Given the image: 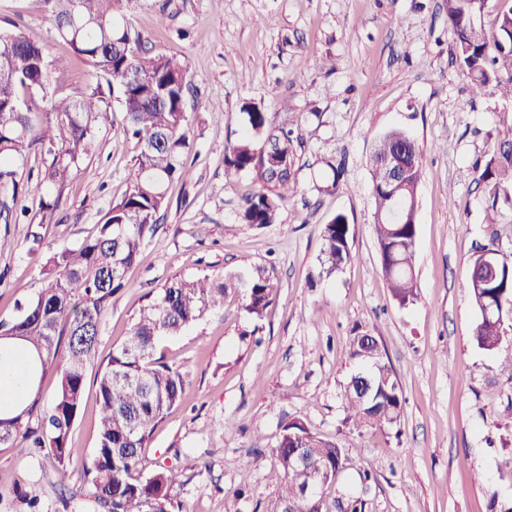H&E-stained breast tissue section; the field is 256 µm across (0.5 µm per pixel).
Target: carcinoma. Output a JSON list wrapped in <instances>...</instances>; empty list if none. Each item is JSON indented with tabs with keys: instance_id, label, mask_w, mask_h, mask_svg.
I'll list each match as a JSON object with an SVG mask.
<instances>
[{
	"instance_id": "cac0c4a2",
	"label": "carcinoma",
	"mask_w": 512,
	"mask_h": 512,
	"mask_svg": "<svg viewBox=\"0 0 512 512\" xmlns=\"http://www.w3.org/2000/svg\"><path fill=\"white\" fill-rule=\"evenodd\" d=\"M54 37L86 63L96 84L77 100L47 97L51 74L65 61L51 57L48 47L21 29L0 31V181L17 188L18 170L32 150L46 156L39 187L42 219H52L60 202L53 189L81 171L94 146L95 122L109 112L105 93L116 95L126 131L141 143L129 191L97 224L95 233L73 247L55 251L43 267L44 284L37 296L19 307L11 321H0V340H18L36 352L34 374L53 369L59 383L50 408L38 411L40 393L0 400V443L21 452L45 451L62 472L71 463L69 437L77 418L87 374L95 365L99 339L75 346L72 336L85 325L101 326L112 296L127 284V270L144 242L155 236L160 213L166 209L167 188L186 179L185 156L193 144L191 120L185 110L186 67L172 56L144 48L141 34L120 25L119 11L138 0H41ZM487 0H447L448 28L456 60L469 78L472 93L482 94L502 81L512 84V8L498 16L489 32L480 18ZM246 125L241 137L224 151V179L251 177L258 189L244 198L241 223L261 227L277 222L281 201L295 191L293 131L272 127L267 113L255 103L242 106ZM404 151L415 164L406 175L404 193L417 195L422 178L421 153L402 129L386 132L373 154ZM374 198V231L382 275L401 306L417 299L414 273L416 213L389 191L381 164L370 162ZM490 224L512 223V138L498 141L490 160L478 172ZM321 264L331 274L353 259L351 228L339 214L321 229ZM509 267L497 272L490 287L469 281L472 302L480 309L496 296L512 303V254ZM273 272L258 270L244 280L245 310L264 317L273 301ZM229 285L222 276H175L140 309L127 339L115 350L94 379L99 404L97 445L91 467L83 471L92 498L106 512H166L175 476L169 471L143 473V448L155 425L181 401L186 378L175 366L153 359L163 336H177L224 305ZM512 319L480 320L476 345L503 356L512 366ZM355 365L344 393L346 421L354 426L392 428L403 413V391L384 347L367 353L353 338L347 350ZM368 367L376 397L362 398L356 376ZM305 449L304 467L345 468L351 460L336 440L318 436L303 425L283 428L275 452L285 483L268 512L280 503L298 500L301 512H325L322 496L303 498L302 471L288 452ZM365 512V501L354 495L336 498V512Z\"/></svg>"
}]
</instances>
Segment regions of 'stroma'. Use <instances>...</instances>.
Returning <instances> with one entry per match:
<instances>
[{
	"instance_id": "obj_1",
	"label": "stroma",
	"mask_w": 512,
	"mask_h": 512,
	"mask_svg": "<svg viewBox=\"0 0 512 512\" xmlns=\"http://www.w3.org/2000/svg\"><path fill=\"white\" fill-rule=\"evenodd\" d=\"M20 23L31 38L67 59L52 91L81 98L94 83L88 66L53 40L39 0H0V29ZM150 49L188 70L192 176L168 188V208L151 242L115 294L100 333L99 362L127 338L140 308L175 276L273 269L274 300L263 319L245 308V288L183 334L159 339L154 356L185 372L179 404L154 429L147 471L175 476L183 512H267L284 474L273 450L297 421L337 440L352 460L325 485L326 507L356 494L367 512H512V367L473 341L478 321L467 288L476 243L488 233L476 181L494 145L512 137V85L473 95L455 62L445 0H139L121 20ZM261 104L275 126L293 128L296 193L277 223H240L248 178L224 182V150L242 134L241 106ZM417 142L415 277L418 297L403 307L380 270L368 158L387 130ZM136 138L112 107L96 129L81 171L42 224L41 192L29 179L20 196L0 187V320L34 298L51 252L90 235L129 189ZM345 172L324 190L331 162ZM38 223L41 252L30 253L27 224ZM351 226L354 261L321 270L320 227L336 215ZM384 346L403 389L392 429L344 424L343 394L354 371L344 351L357 334ZM99 408L87 384L70 446L75 463L97 442ZM0 512H26L20 493L43 512H103L80 471L61 478L44 456L0 445ZM372 480L362 485L360 471Z\"/></svg>"
}]
</instances>
